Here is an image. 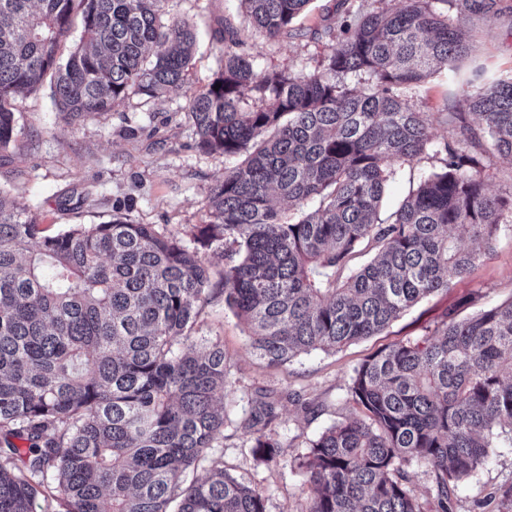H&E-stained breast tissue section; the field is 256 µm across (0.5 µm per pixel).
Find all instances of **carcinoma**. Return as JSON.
Instances as JSON below:
<instances>
[{"label":"carcinoma","instance_id":"cac0c4a2","mask_svg":"<svg viewBox=\"0 0 512 512\" xmlns=\"http://www.w3.org/2000/svg\"><path fill=\"white\" fill-rule=\"evenodd\" d=\"M403 0L343 21L320 68H260L230 22L222 65L189 98L197 147L234 165L210 189L193 247L115 214L46 233L0 189V512H266L263 493L210 460L224 439V345L191 330L220 266L224 299L271 364L382 332L449 288L512 227V192L488 193L484 160L512 158V74H491L462 37L501 0ZM168 0H0V151L18 141L12 99L50 83L68 122L155 98L188 78L196 35ZM252 32L293 34L312 0H238ZM80 43L62 46L75 27ZM469 64L468 111L433 142L413 99ZM219 89H214L216 84ZM445 154L384 222L395 166ZM372 258L353 270L361 252ZM361 414L310 443L306 512H424L403 465L432 475L434 512L512 434V301L445 320L353 370ZM28 443L21 450L16 441ZM265 434L252 453L269 463ZM53 482L47 483V473Z\"/></svg>","mask_w":512,"mask_h":512}]
</instances>
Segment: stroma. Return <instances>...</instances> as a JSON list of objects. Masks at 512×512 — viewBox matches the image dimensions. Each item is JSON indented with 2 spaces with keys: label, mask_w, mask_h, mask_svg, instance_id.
<instances>
[{
  "label": "stroma",
  "mask_w": 512,
  "mask_h": 512,
  "mask_svg": "<svg viewBox=\"0 0 512 512\" xmlns=\"http://www.w3.org/2000/svg\"><path fill=\"white\" fill-rule=\"evenodd\" d=\"M376 9L377 0H313L302 21V36L267 40L251 36L249 51L269 68L311 71L332 43L330 27L339 25L346 4ZM168 16L189 24L197 33L187 82L149 99L129 94L114 110L65 125L49 89L19 94L13 100L21 133L15 147L0 152V187L39 214L51 230L66 224H98L117 213L138 224H156L178 236L207 219L204 200L221 181L229 162L219 152L195 144L185 114L190 96L203 89L220 64L212 31L224 19L243 26L237 0H169ZM466 34L476 39V53L490 68L512 69V17L492 22L465 21ZM469 89L449 83L447 72L431 77L415 100L432 115L436 141L448 137L447 113L463 106ZM434 159L398 167L389 183L381 219L437 168ZM468 308H460L462 299ZM512 299V231L498 232L492 256L476 265L465 279L431 294L382 333L334 352L314 350L281 366H271L249 347L247 329L213 293L197 320V341H221L228 385L217 404L224 414V445L208 455L224 461L231 476L255 486L266 498L267 512H304L309 488L299 459L330 426L355 413L349 381L356 368L379 350L415 341L443 321L451 310L467 317ZM274 402L276 417L266 427L281 443L275 461L252 455L257 431L248 424L257 399ZM512 485V436L494 441L487 461L460 481L455 512H499L487 503L489 493Z\"/></svg>",
  "instance_id": "obj_1"
}]
</instances>
